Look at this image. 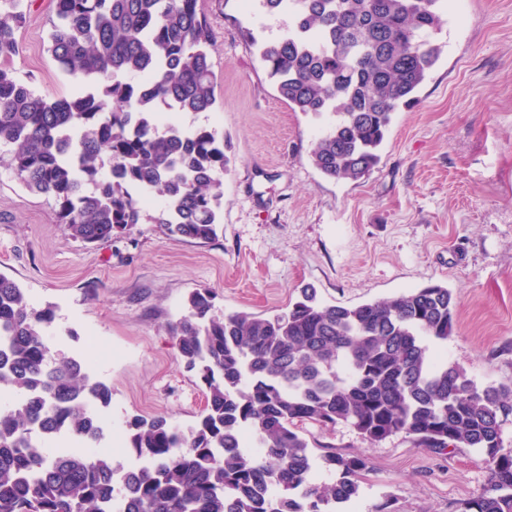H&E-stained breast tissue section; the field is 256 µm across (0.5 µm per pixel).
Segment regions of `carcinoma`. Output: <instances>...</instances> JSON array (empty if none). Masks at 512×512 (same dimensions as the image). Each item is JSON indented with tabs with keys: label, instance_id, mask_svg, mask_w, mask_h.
Wrapping results in <instances>:
<instances>
[{
	"label": "carcinoma",
	"instance_id": "cac0c4a2",
	"mask_svg": "<svg viewBox=\"0 0 512 512\" xmlns=\"http://www.w3.org/2000/svg\"><path fill=\"white\" fill-rule=\"evenodd\" d=\"M24 0H0V148L56 221L85 244L129 234L143 195L163 204L148 220L168 237H217L230 159L214 127L160 128L158 106L210 112L213 33L203 0H55L48 52L76 88L50 98L4 63L19 53ZM289 23L255 47L295 112L336 121L312 142L323 175L358 181L401 106L417 100L445 44L448 0H256ZM455 297L442 285L353 307L322 305L313 290L268 315H211L192 292L170 324L184 367L205 385L193 424L164 416L126 422L138 464L90 453L105 440L112 389L92 358L56 357L55 313L0 274V512H344L371 470L364 454L322 453L306 423L350 424L369 442L403 434L435 454L473 448L486 483L457 512H512V383L478 386L435 349L454 331ZM70 438L82 449L49 451ZM261 449V453L253 449ZM324 470L331 480L313 477Z\"/></svg>",
	"mask_w": 512,
	"mask_h": 512
}]
</instances>
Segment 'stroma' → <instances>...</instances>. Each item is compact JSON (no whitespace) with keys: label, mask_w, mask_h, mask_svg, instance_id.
I'll use <instances>...</instances> for the list:
<instances>
[{"label":"stroma","mask_w":512,"mask_h":512,"mask_svg":"<svg viewBox=\"0 0 512 512\" xmlns=\"http://www.w3.org/2000/svg\"><path fill=\"white\" fill-rule=\"evenodd\" d=\"M16 76L63 97L71 83L47 50L52 0H29ZM214 35L212 111L176 114L189 129L216 126L230 158L221 227L200 243L156 225L95 245L74 239L55 204L0 164V273L52 306L55 354L103 350L95 375L112 388L104 452L129 462L126 420L162 414L194 421L205 388L167 330L189 294L205 288L213 313L284 308L312 286L327 304L356 305L439 284L457 298L442 356L481 385L512 383V0H451L445 48L417 101L396 112L378 166L365 179L324 177L308 158L329 122L279 98L239 25L278 36L285 19L244 15L240 0H204ZM316 448L366 454L374 471L358 512H455L488 468L470 448L434 454L405 435L363 440L351 425L307 424Z\"/></svg>","instance_id":"1"}]
</instances>
